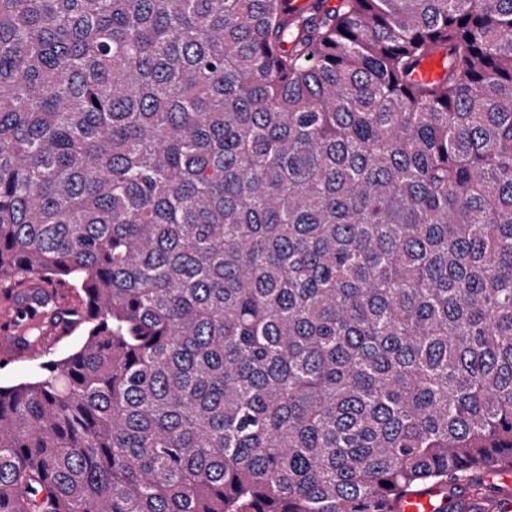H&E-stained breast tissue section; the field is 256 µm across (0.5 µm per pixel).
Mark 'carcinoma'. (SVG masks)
I'll list each match as a JSON object with an SVG mask.
<instances>
[{
	"label": "carcinoma",
	"instance_id": "carcinoma-1",
	"mask_svg": "<svg viewBox=\"0 0 512 512\" xmlns=\"http://www.w3.org/2000/svg\"><path fill=\"white\" fill-rule=\"evenodd\" d=\"M325 2L0 0V290L85 332L0 387V512L512 470V0Z\"/></svg>",
	"mask_w": 512,
	"mask_h": 512
}]
</instances>
